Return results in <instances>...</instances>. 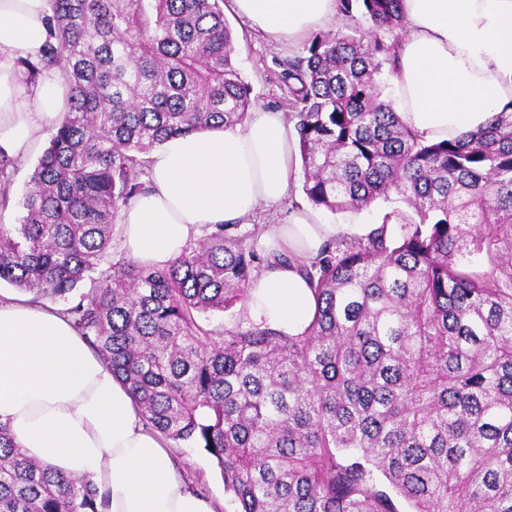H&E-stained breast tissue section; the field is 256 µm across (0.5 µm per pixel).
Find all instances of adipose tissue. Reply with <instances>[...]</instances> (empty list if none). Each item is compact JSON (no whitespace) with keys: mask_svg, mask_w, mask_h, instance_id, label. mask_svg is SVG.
Wrapping results in <instances>:
<instances>
[{"mask_svg":"<svg viewBox=\"0 0 512 512\" xmlns=\"http://www.w3.org/2000/svg\"><path fill=\"white\" fill-rule=\"evenodd\" d=\"M226 11L276 42L325 27L336 0H226ZM406 33L394 107L424 140L454 139L512 103V0H403ZM47 0H0V58L33 57L45 38ZM69 87L56 77L21 98L0 68V141L25 157L40 125L58 123ZM298 142L279 112L244 124L168 139L151 155L150 192L122 210L129 259L162 267L203 229L243 222L278 203L296 179ZM300 208L261 238L289 263L265 268L248 289L247 314L289 334L314 312L300 265L325 244L367 235ZM0 424L31 458L93 482L104 512H217L191 488L164 437L146 426L127 387L57 308L0 295Z\"/></svg>","mask_w":512,"mask_h":512,"instance_id":"obj_1","label":"adipose tissue"}]
</instances>
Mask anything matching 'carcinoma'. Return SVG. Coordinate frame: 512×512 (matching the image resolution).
Here are the masks:
<instances>
[{
    "label": "carcinoma",
    "mask_w": 512,
    "mask_h": 512,
    "mask_svg": "<svg viewBox=\"0 0 512 512\" xmlns=\"http://www.w3.org/2000/svg\"><path fill=\"white\" fill-rule=\"evenodd\" d=\"M400 5L337 0L367 28L319 32L282 63L311 205L399 203L302 265L315 310L296 335L202 323L245 312L253 279L288 261L237 224L164 268L101 269L150 153L249 114L224 0H48L40 55L12 63L31 89L60 73L70 107L21 222L0 224V283L70 303L146 425L207 452L238 512H512V104L459 139L413 132L380 86ZM13 170L0 150L3 206ZM100 507L0 424V512ZM239 306L224 312H213L202 317V322L210 329L222 330L223 327L231 328L239 323V327L247 329L252 321L243 320L239 315Z\"/></svg>",
    "instance_id": "1"
}]
</instances>
